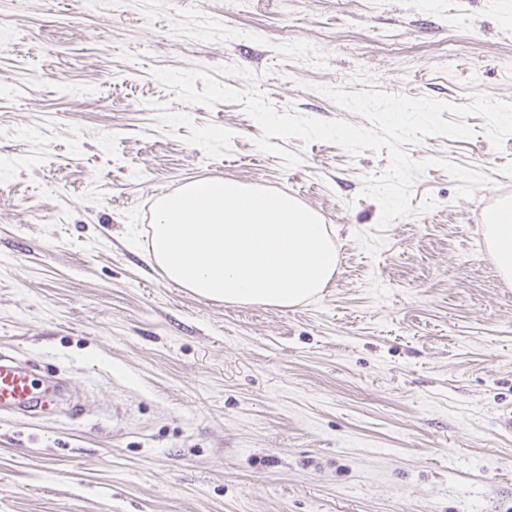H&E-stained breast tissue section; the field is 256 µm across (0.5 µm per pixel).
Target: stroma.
Here are the masks:
<instances>
[{"label":"stroma","instance_id":"stroma-1","mask_svg":"<svg viewBox=\"0 0 512 512\" xmlns=\"http://www.w3.org/2000/svg\"><path fill=\"white\" fill-rule=\"evenodd\" d=\"M0 352L63 397L0 416V512H512V283L478 214L512 135L406 145L433 167L378 230L387 150L261 151L243 104H186L157 68L250 71L276 105L366 120L320 86L512 101V0H0ZM220 178L282 191L336 243L292 309L216 302L146 259L154 204ZM435 206L423 211L426 199Z\"/></svg>","mask_w":512,"mask_h":512}]
</instances>
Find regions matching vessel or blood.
Wrapping results in <instances>:
<instances>
[{"label": "vessel or blood", "instance_id": "obj_1", "mask_svg": "<svg viewBox=\"0 0 512 512\" xmlns=\"http://www.w3.org/2000/svg\"><path fill=\"white\" fill-rule=\"evenodd\" d=\"M57 396V386H39L28 364L0 353V412L32 414L53 404Z\"/></svg>", "mask_w": 512, "mask_h": 512}]
</instances>
